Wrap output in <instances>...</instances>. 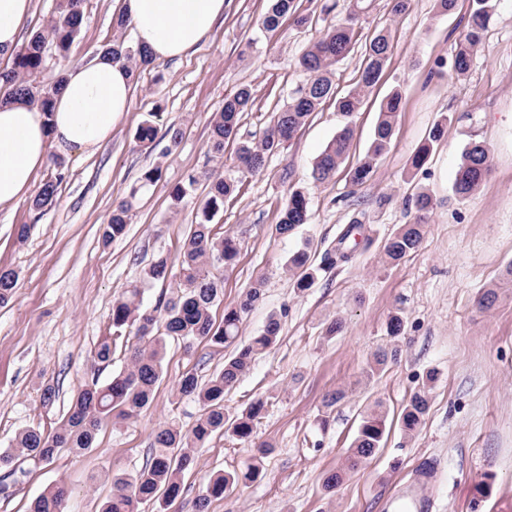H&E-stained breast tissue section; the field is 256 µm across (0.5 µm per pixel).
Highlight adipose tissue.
Segmentation results:
<instances>
[{"instance_id":"ef3b65f1","label":"adipose tissue","mask_w":512,"mask_h":512,"mask_svg":"<svg viewBox=\"0 0 512 512\" xmlns=\"http://www.w3.org/2000/svg\"><path fill=\"white\" fill-rule=\"evenodd\" d=\"M119 16L138 46L159 61L194 53L224 15L225 0H118ZM33 0H0V54L21 44ZM133 102V82L122 63L98 57L68 67L52 114L24 103L0 105V205L24 201L50 155L69 157L100 148Z\"/></svg>"}]
</instances>
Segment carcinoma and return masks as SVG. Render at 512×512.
I'll list each match as a JSON object with an SVG mask.
<instances>
[{
    "label": "carcinoma",
    "instance_id": "carcinoma-1",
    "mask_svg": "<svg viewBox=\"0 0 512 512\" xmlns=\"http://www.w3.org/2000/svg\"><path fill=\"white\" fill-rule=\"evenodd\" d=\"M84 0H56L54 13L46 27L35 32L27 44L10 57V65L0 74V103L26 101L43 112L52 111L54 95L59 91L64 69L56 71L51 81H44L48 68V47L63 59L70 44L79 33L83 21ZM371 7V0H349L345 18L327 28L298 59V65L309 73L307 82L299 87L290 102L274 112L270 125L259 142L249 140L237 144L234 162L238 170L252 176L261 174L269 156L285 148L312 115L328 101H335L336 109L349 117L358 111L361 93L380 80L390 54V34L387 29L377 31L365 43V55L356 88L343 97H336L330 77V67L342 61L359 41L362 16ZM496 0H471L464 31L455 44L451 62L456 76L467 73L473 56L482 44L493 14ZM311 14L304 13L300 0H269V7L261 19L268 33L280 29L287 20L298 26L309 22ZM112 60L124 63L130 71L140 72L153 65L146 51L138 46L116 39L102 49ZM400 96L395 92L380 103L379 121L374 128L371 145L364 159L348 172L349 183L358 188L366 184L373 174L374 160L390 142L393 124L399 109ZM254 97L247 86L238 88L224 98V110L217 113L212 123L209 151L213 157L224 159V145L235 141L241 115L252 109ZM448 125L443 119L430 131L427 142L414 154L411 166L421 169L433 144L439 141ZM354 131L346 124L316 158L312 175L325 182L332 178L348 157ZM491 173L488 148L480 142H471L464 149L462 162L454 182V192L465 197L479 187ZM62 180L58 172L47 181L32 201L35 211L43 212L56 202L57 187ZM239 191L238 181L222 176L213 178L203 205L196 213L184 243L180 260L181 295L159 300L153 309L143 307V291L138 286L128 289L112 305L109 333L102 337L95 349L101 363H111L119 348L130 352L127 368L101 383L95 379L83 386L73 399L66 418L50 429L29 427L19 433L13 450L0 453V492L9 488L8 479L15 475L11 468L13 453L19 451L33 464L50 462L58 449L68 448L80 453L93 447L95 439L109 424H116L140 414L153 401L154 390L163 374V358L167 342L181 340L186 344L202 339L219 347L237 342L243 316L262 296L261 286L250 288L243 299L224 306L221 322L213 320L212 309L223 298V282L217 269L232 266L239 253V242L224 233V225L214 223L216 215L224 210V202ZM116 203L103 233L109 242L121 236L131 219L133 199ZM410 205L416 212L415 221L402 224L387 239L383 253L387 262L397 264L414 252L423 238V224L427 223L434 203L425 191L417 192ZM309 198L298 188L289 189L274 232L287 237L309 220ZM288 271L294 277V288L304 292L311 288L318 269L310 262L304 249L294 252L287 261ZM172 273L169 258L157 256L143 271V282L166 281ZM17 275L11 270L0 271V305L13 297ZM135 331H130V328ZM280 322L277 315L269 316L263 330L252 337L238 353L224 361V368L204 382L193 373L183 376L179 383L182 395H192L202 406V414L189 431L174 424L158 429L153 437L151 457L146 465L131 475L116 474L112 478V495L105 500L101 512H140L141 506L151 503L157 512H166L181 493L182 474L196 461L198 450L216 432H223L238 440L249 439L255 422L266 411V402L256 399L234 416L224 412V394L249 369L258 354L269 349L277 339ZM435 377L426 376V382L415 390L402 408L400 422L405 434L411 435L421 426L429 409V387ZM386 431L383 415L368 413L359 424L348 449L345 465L329 474L323 481L325 491H335L345 477L358 469L364 460L381 448ZM271 452V445L263 444L246 464L243 471L211 476L198 495L195 508L206 512L213 498L232 492L246 481H253L263 473V459ZM69 489L56 484L34 499L30 512H64Z\"/></svg>",
    "mask_w": 512,
    "mask_h": 512
}]
</instances>
